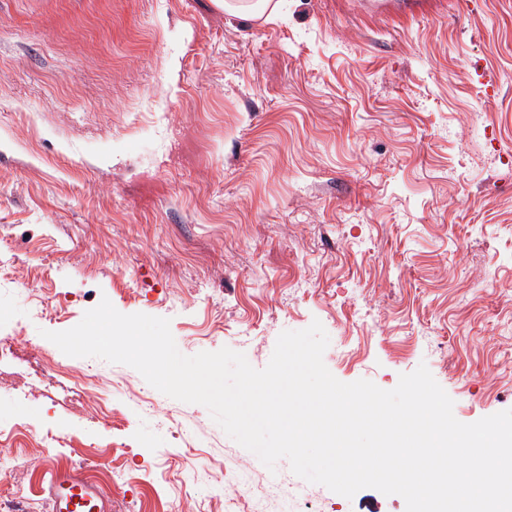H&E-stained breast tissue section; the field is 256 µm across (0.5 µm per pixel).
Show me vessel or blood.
<instances>
[{
	"instance_id": "vessel-or-blood-1",
	"label": "vessel or blood",
	"mask_w": 512,
	"mask_h": 512,
	"mask_svg": "<svg viewBox=\"0 0 512 512\" xmlns=\"http://www.w3.org/2000/svg\"><path fill=\"white\" fill-rule=\"evenodd\" d=\"M43 490L51 512H110L109 499L77 466H51Z\"/></svg>"
}]
</instances>
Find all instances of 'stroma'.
I'll return each mask as SVG.
<instances>
[{
  "label": "stroma",
  "instance_id": "obj_1",
  "mask_svg": "<svg viewBox=\"0 0 512 512\" xmlns=\"http://www.w3.org/2000/svg\"><path fill=\"white\" fill-rule=\"evenodd\" d=\"M104 298L257 369L317 320L340 381L423 363L460 422L512 409V0H0V336L33 365L0 377L7 478L47 512V463L93 454L112 512H227L249 452L207 408L44 338Z\"/></svg>",
  "mask_w": 512,
  "mask_h": 512
}]
</instances>
